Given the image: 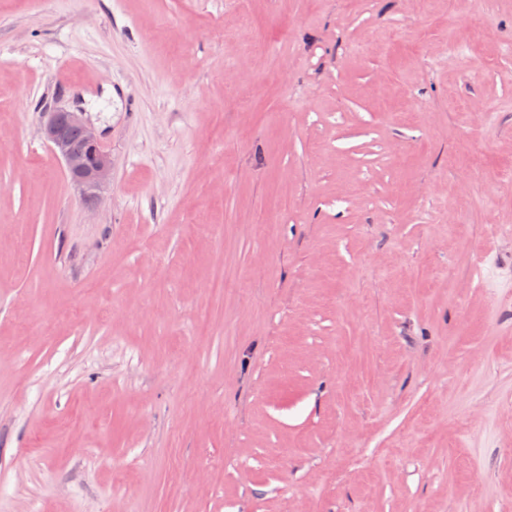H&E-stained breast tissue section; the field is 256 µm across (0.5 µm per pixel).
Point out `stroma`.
Here are the masks:
<instances>
[{
    "label": "stroma",
    "instance_id": "stroma-1",
    "mask_svg": "<svg viewBox=\"0 0 512 512\" xmlns=\"http://www.w3.org/2000/svg\"><path fill=\"white\" fill-rule=\"evenodd\" d=\"M504 33L512 0H0V512H512ZM41 133L65 166L71 182L89 205H95L111 175V161L101 149L82 112L65 107L45 110Z\"/></svg>",
    "mask_w": 512,
    "mask_h": 512
}]
</instances>
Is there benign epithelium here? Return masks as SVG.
<instances>
[{"label": "benign epithelium", "mask_w": 512, "mask_h": 512, "mask_svg": "<svg viewBox=\"0 0 512 512\" xmlns=\"http://www.w3.org/2000/svg\"><path fill=\"white\" fill-rule=\"evenodd\" d=\"M41 133L65 166L83 199L94 205L111 175V161L80 112L65 107L45 111Z\"/></svg>", "instance_id": "1"}]
</instances>
